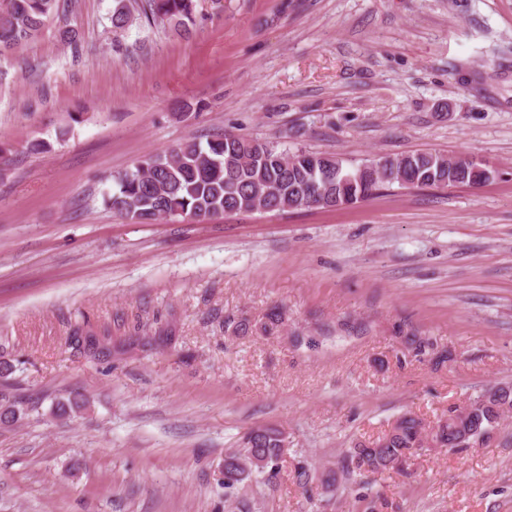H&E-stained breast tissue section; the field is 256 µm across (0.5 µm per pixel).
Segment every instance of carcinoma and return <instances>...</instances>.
<instances>
[{
    "instance_id": "obj_1",
    "label": "carcinoma",
    "mask_w": 512,
    "mask_h": 512,
    "mask_svg": "<svg viewBox=\"0 0 512 512\" xmlns=\"http://www.w3.org/2000/svg\"><path fill=\"white\" fill-rule=\"evenodd\" d=\"M67 0H6L0 7V57L37 37L46 19L65 12ZM112 28L122 31L134 21L136 0H114ZM196 0H145L142 15L152 24L168 26L178 35L188 33ZM482 160L463 155L455 165L436 151L387 155L348 168L332 154L298 149L293 153L233 135H217L204 142L188 138L163 153L148 154L130 169L113 177L105 204L116 214L141 223L172 216L210 218L219 213L269 212L298 207L337 208L353 205L398 185L403 189L446 186H481L489 181ZM496 399L479 396L470 402L469 423L478 437L494 428L512 410V387L498 388ZM89 401L77 394L56 403L60 417L87 409ZM426 427L417 416L404 413L382 436L361 442L350 451L352 472L385 473L402 470L422 447ZM443 448L462 450L451 425L433 432ZM281 431L255 427L242 446L224 454V489L263 476L270 482L279 475L284 454Z\"/></svg>"
}]
</instances>
